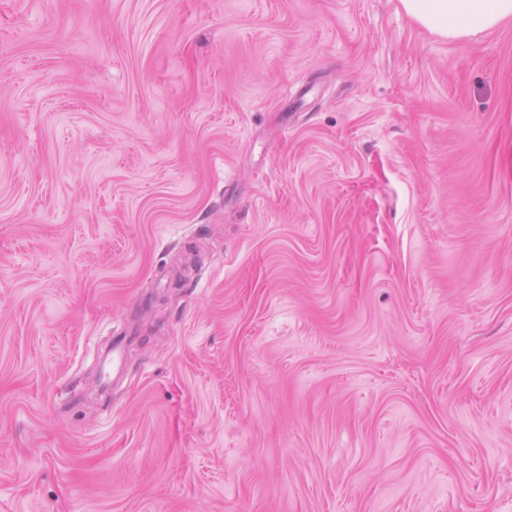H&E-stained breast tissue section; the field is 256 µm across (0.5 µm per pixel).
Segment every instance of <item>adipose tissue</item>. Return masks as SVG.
<instances>
[{"label":"adipose tissue","instance_id":"ef3b65f1","mask_svg":"<svg viewBox=\"0 0 512 512\" xmlns=\"http://www.w3.org/2000/svg\"><path fill=\"white\" fill-rule=\"evenodd\" d=\"M405 13L431 32L471 38L512 18V0H400Z\"/></svg>","mask_w":512,"mask_h":512}]
</instances>
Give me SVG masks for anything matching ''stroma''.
Masks as SVG:
<instances>
[{"label": "stroma", "mask_w": 512, "mask_h": 512, "mask_svg": "<svg viewBox=\"0 0 512 512\" xmlns=\"http://www.w3.org/2000/svg\"><path fill=\"white\" fill-rule=\"evenodd\" d=\"M0 512H512V18L0 0Z\"/></svg>", "instance_id": "1"}]
</instances>
